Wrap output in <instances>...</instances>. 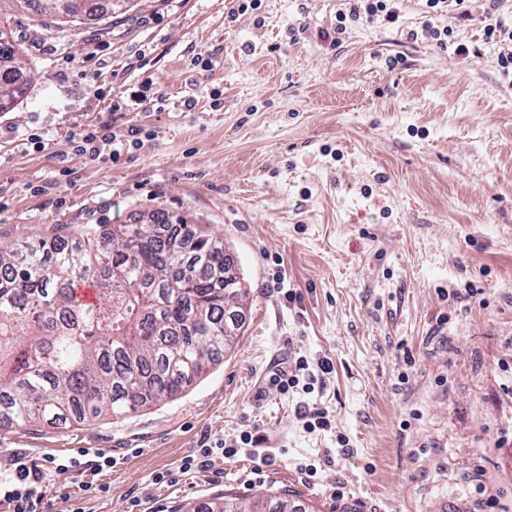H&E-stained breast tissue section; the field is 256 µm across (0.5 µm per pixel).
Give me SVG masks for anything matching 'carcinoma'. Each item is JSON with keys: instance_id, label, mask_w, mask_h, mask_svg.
<instances>
[{"instance_id": "cac0c4a2", "label": "carcinoma", "mask_w": 512, "mask_h": 512, "mask_svg": "<svg viewBox=\"0 0 512 512\" xmlns=\"http://www.w3.org/2000/svg\"><path fill=\"white\" fill-rule=\"evenodd\" d=\"M71 22L91 0H12ZM17 44L0 29V94L23 93ZM224 240L164 210L147 224L87 228L36 243H0V422L62 427L174 400L230 351L244 279H224ZM92 282L95 300L77 285ZM188 512H303L287 497L224 496Z\"/></svg>"}]
</instances>
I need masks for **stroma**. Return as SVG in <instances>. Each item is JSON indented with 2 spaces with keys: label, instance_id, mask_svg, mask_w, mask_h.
<instances>
[{
  "label": "stroma",
  "instance_id": "1",
  "mask_svg": "<svg viewBox=\"0 0 512 512\" xmlns=\"http://www.w3.org/2000/svg\"><path fill=\"white\" fill-rule=\"evenodd\" d=\"M346 8L135 0L71 23L0 0L28 78L0 112V241L161 208L223 238L249 290L236 348L177 400L0 425L1 458L111 452L104 493L44 480L52 512L269 490L310 512H512V444L495 445L512 432V74L476 22L432 18L468 60L422 33L425 0L340 32ZM103 123L117 156L76 154L72 134ZM293 356L334 371L281 392L268 376ZM311 405L330 429L305 428ZM204 448L210 466L184 470Z\"/></svg>",
  "mask_w": 512,
  "mask_h": 512
}]
</instances>
